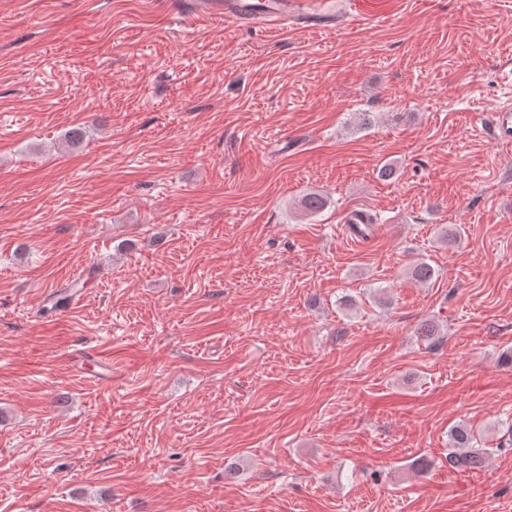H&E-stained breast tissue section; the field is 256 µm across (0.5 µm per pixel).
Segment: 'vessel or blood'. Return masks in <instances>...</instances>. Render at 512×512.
<instances>
[{"label":"vessel or blood","instance_id":"1","mask_svg":"<svg viewBox=\"0 0 512 512\" xmlns=\"http://www.w3.org/2000/svg\"><path fill=\"white\" fill-rule=\"evenodd\" d=\"M344 10L343 0H189L183 15L262 30H332ZM481 121L498 143L512 144V104L482 115Z\"/></svg>","mask_w":512,"mask_h":512}]
</instances>
